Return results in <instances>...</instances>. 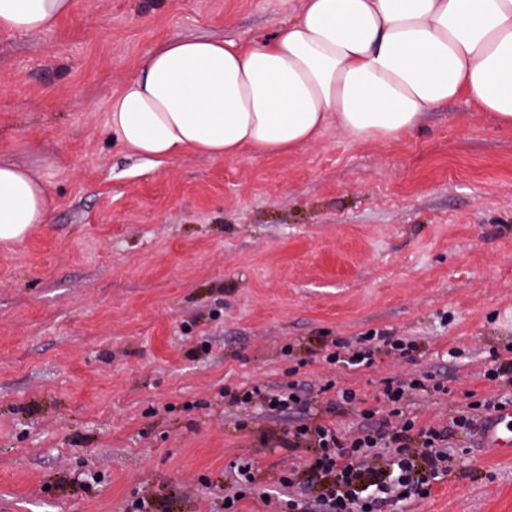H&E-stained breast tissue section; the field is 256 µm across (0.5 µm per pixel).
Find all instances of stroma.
<instances>
[{"label":"stroma","instance_id":"stroma-1","mask_svg":"<svg viewBox=\"0 0 512 512\" xmlns=\"http://www.w3.org/2000/svg\"><path fill=\"white\" fill-rule=\"evenodd\" d=\"M302 0H73L51 30L0 31V160L56 167L52 223L0 252V512H224L234 464L258 485L240 512H278L262 442L301 414L225 401L297 383L374 406L384 379L426 376L421 419L448 422L512 352V129L467 98L395 142L329 126L277 158L186 154L154 165L112 141L113 95L172 38L251 42ZM415 341L358 371L335 340ZM455 467L397 512H512V457L455 437Z\"/></svg>","mask_w":512,"mask_h":512}]
</instances>
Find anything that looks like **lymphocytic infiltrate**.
Here are the masks:
<instances>
[{
  "mask_svg": "<svg viewBox=\"0 0 512 512\" xmlns=\"http://www.w3.org/2000/svg\"><path fill=\"white\" fill-rule=\"evenodd\" d=\"M389 346L395 355L410 357L413 342L386 336L360 337L357 345L339 340L326 360L350 370L371 366L378 345ZM422 377L383 382L378 404L361 409V420L345 428L324 420L311 408L312 400L298 385L285 390L250 387L234 392L235 402L283 413L302 411L303 419L293 429L278 436L277 442L288 453L312 448L305 472L307 484L317 491L321 512H385L411 498H425L434 485L452 472L449 448L457 433H470L485 421L496 404L475 400L457 411L445 424L420 422L405 411L409 391L423 389ZM388 450L386 464L371 467L377 450Z\"/></svg>",
  "mask_w": 512,
  "mask_h": 512,
  "instance_id": "obj_1",
  "label": "lymphocytic infiltrate"
}]
</instances>
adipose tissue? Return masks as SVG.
<instances>
[{"mask_svg":"<svg viewBox=\"0 0 512 512\" xmlns=\"http://www.w3.org/2000/svg\"><path fill=\"white\" fill-rule=\"evenodd\" d=\"M71 5L0 0V30L51 29ZM462 95L512 127V0H304L266 39H173L113 94L107 123L121 147L159 163L272 157L332 124L361 142L397 140ZM53 210L47 176L0 162V251Z\"/></svg>","mask_w":512,"mask_h":512,"instance_id":"obj_1","label":"adipose tissue"}]
</instances>
